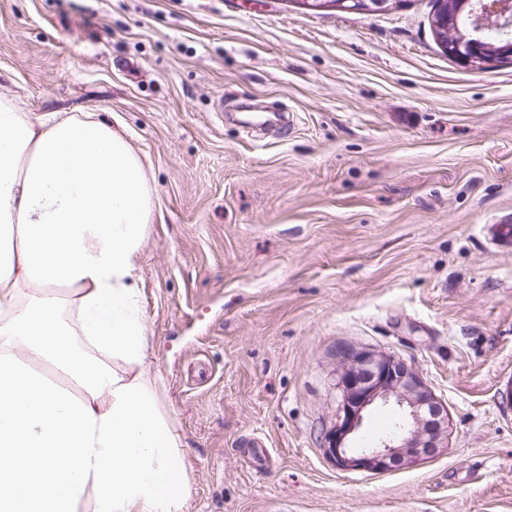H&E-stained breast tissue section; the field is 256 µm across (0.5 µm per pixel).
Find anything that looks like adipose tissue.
<instances>
[{"label":"adipose tissue","instance_id":"adipose-tissue-1","mask_svg":"<svg viewBox=\"0 0 512 512\" xmlns=\"http://www.w3.org/2000/svg\"><path fill=\"white\" fill-rule=\"evenodd\" d=\"M154 194L122 129L0 96V512H189L145 367Z\"/></svg>","mask_w":512,"mask_h":512}]
</instances>
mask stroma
Masks as SVG:
<instances>
[{"instance_id":"obj_1","label":"stroma","mask_w":512,"mask_h":512,"mask_svg":"<svg viewBox=\"0 0 512 512\" xmlns=\"http://www.w3.org/2000/svg\"><path fill=\"white\" fill-rule=\"evenodd\" d=\"M433 0H0V95L120 122L155 187L140 288L189 512H512V64ZM350 346L445 404L433 458L342 470ZM304 9L339 10L342 12L376 13L371 7L366 6L365 0H339L336 4L332 1L289 0ZM322 4V7L315 5ZM473 36H464L448 42L443 48L449 57L454 58L471 69H484L494 62H501L506 58H511V52L508 55H499L491 52L485 43L479 38Z\"/></svg>"}]
</instances>
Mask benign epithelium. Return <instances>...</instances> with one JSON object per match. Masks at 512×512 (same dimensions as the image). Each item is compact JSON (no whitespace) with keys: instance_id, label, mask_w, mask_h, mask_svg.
I'll use <instances>...</instances> for the list:
<instances>
[{"instance_id":"obj_1","label":"benign epithelium","mask_w":512,"mask_h":512,"mask_svg":"<svg viewBox=\"0 0 512 512\" xmlns=\"http://www.w3.org/2000/svg\"><path fill=\"white\" fill-rule=\"evenodd\" d=\"M324 10L371 13L366 0H324ZM476 31L512 26V0H481L473 9ZM449 57L471 69H484L506 59L479 38L464 36L444 47ZM340 362V400L336 423L325 435V452L341 470L373 473L404 468L434 457L443 447L449 427L447 407L403 358L371 349L348 348ZM389 406L402 424L386 435L366 440L362 428L368 413Z\"/></svg>"}]
</instances>
